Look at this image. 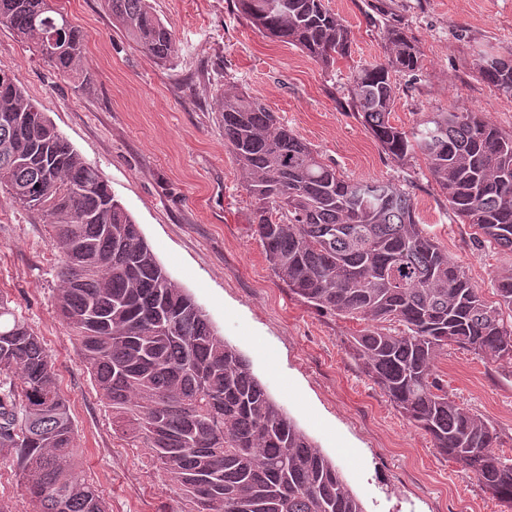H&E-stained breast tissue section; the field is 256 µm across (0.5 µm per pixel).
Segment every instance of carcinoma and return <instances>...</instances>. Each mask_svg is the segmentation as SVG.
Returning a JSON list of instances; mask_svg holds the SVG:
<instances>
[{
    "label": "carcinoma",
    "instance_id": "carcinoma-1",
    "mask_svg": "<svg viewBox=\"0 0 512 512\" xmlns=\"http://www.w3.org/2000/svg\"><path fill=\"white\" fill-rule=\"evenodd\" d=\"M238 0L263 35L322 67L348 54L350 28L323 0ZM112 24L161 63L178 52L150 0H104ZM0 26L36 44L81 88L88 35L52 0H0ZM391 52L351 76L352 106L393 160L420 155L478 240L512 250V132L481 112H431L410 131L390 121L394 71L417 46L386 30ZM483 81L512 96V52L478 53ZM224 145L245 172L255 232L274 274L312 307L366 327L353 355L434 447L512 502V462L494 428L448 398L434 372L456 346L512 359V268L488 303L419 224L407 189L353 180L254 96L224 92ZM0 189L48 218L62 255L56 307L122 435L151 449L188 512H364L341 473L157 260L101 173L67 142L16 78L0 72ZM12 458L30 512H107L80 466L68 400L51 356L0 295V456Z\"/></svg>",
    "mask_w": 512,
    "mask_h": 512
}]
</instances>
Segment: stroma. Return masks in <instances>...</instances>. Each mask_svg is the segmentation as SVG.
Segmentation results:
<instances>
[{
    "mask_svg": "<svg viewBox=\"0 0 512 512\" xmlns=\"http://www.w3.org/2000/svg\"><path fill=\"white\" fill-rule=\"evenodd\" d=\"M352 32L347 57L322 68L270 40L237 0H151L178 54L158 62L112 25L103 0H56L88 34L93 80L75 89L33 44L0 27V70L12 74L90 164L172 279L248 359L255 376L336 465L365 512H512L441 455L364 372L351 350L362 322L319 311L272 272L253 224L246 178L224 144V90L260 97L279 120L345 177L408 189L418 219L488 302L512 251L477 243L424 159L393 161L348 108L351 73L389 53L386 27L405 29L422 66L396 72L390 120L412 130L431 112L478 111L512 131V97L482 81L479 52L512 51V0H324ZM61 258L44 218L0 192V294L42 338L70 402L80 463L109 512H185L150 449L112 426V410L59 317ZM449 398L498 433L512 459V360L455 347L435 360Z\"/></svg>",
    "mask_w": 512,
    "mask_h": 512,
    "instance_id": "35a3bbf8",
    "label": "stroma"
}]
</instances>
